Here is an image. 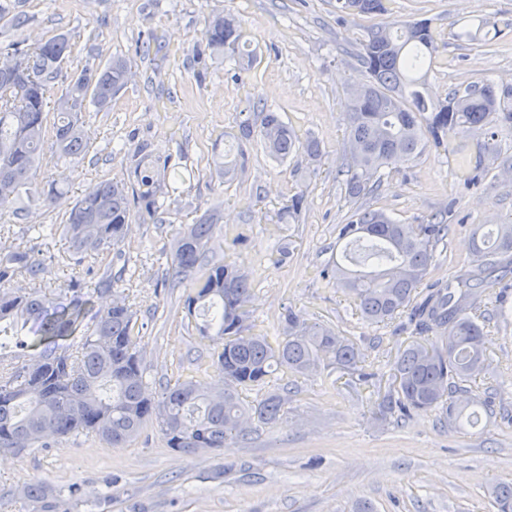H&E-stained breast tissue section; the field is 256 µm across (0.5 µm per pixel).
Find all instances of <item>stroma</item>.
<instances>
[{"instance_id": "stroma-1", "label": "stroma", "mask_w": 512, "mask_h": 512, "mask_svg": "<svg viewBox=\"0 0 512 512\" xmlns=\"http://www.w3.org/2000/svg\"><path fill=\"white\" fill-rule=\"evenodd\" d=\"M385 13L338 17L336 0H19L22 25L0 21V52L29 50L65 33L71 53L64 66L133 60L132 74L108 108L83 114L87 151L55 163L45 143L39 187L63 197L55 210H32L27 221L0 228V249L34 250L28 224H58L91 185L129 179L139 144H150L159 164L179 170L168 186L171 204L159 221H133L110 267L82 271L81 286L96 287L106 273L122 274L117 291L137 312L135 335L153 392L192 375L201 384L219 377L215 344L201 338L183 308L192 279L173 284L171 244L182 225L218 210L223 238L210 244L216 263L245 269L252 284L247 305L252 331L276 339L288 313L333 327L357 343L375 377L325 364L300 375L281 371L271 389L289 388L287 413L238 438L222 455L167 448L157 424L117 447L80 436L21 455L0 453V512H29L18 496L29 483L65 490L81 487L70 512H498L492 492L512 483V284L480 294L493 318L485 347L491 360L474 389L488 397V423L461 434L441 410L382 416L400 347L415 333L406 315L388 323L362 318L342 289L319 273L339 259L337 226L354 203L345 190L344 161L350 88L367 75L357 54L366 31L393 20L430 19L436 50L431 93L471 82L512 86V0H483L480 11L457 0H384ZM232 14L259 59L248 70L223 56L197 55L207 20ZM491 17L504 28L491 49L456 39L457 20ZM150 44L142 54V44ZM278 112L299 139L315 138L320 159L299 154L272 159L259 138L239 141V126L262 108ZM486 136L460 132L412 161L390 165L369 204L403 224L439 213L449 227L424 288L456 286L469 268L477 224L512 220V132L499 130L496 167L476 185L465 184L461 161H475ZM242 144L248 161L238 178L222 182L214 158ZM302 194L297 220L282 211Z\"/></svg>"}]
</instances>
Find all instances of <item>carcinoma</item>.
<instances>
[{"label": "carcinoma", "mask_w": 512, "mask_h": 512, "mask_svg": "<svg viewBox=\"0 0 512 512\" xmlns=\"http://www.w3.org/2000/svg\"><path fill=\"white\" fill-rule=\"evenodd\" d=\"M336 12L382 14L385 6L383 0H336ZM499 34L498 24L482 18L462 24L456 37L490 47ZM206 35L208 50L240 65L257 62L233 16L209 18ZM434 42L428 19L389 22L368 30L362 39L358 58L368 81L349 94L350 163L344 173L350 198L373 192L381 182V168L418 158L430 141L439 145L452 133L484 130L490 136L484 154L493 159L495 129H512V87L473 82L450 90L443 100L431 95L428 69ZM69 53L66 35L56 34L24 53V71H0V199L18 201L14 218L33 206L56 205L58 192L41 195L34 186L45 138L53 139L58 162L82 153L86 104L107 107L132 73L130 59L114 56L103 67L86 65L68 78L63 64ZM59 81L65 86L58 112L51 117L45 111L46 95ZM240 134L246 140L259 136L267 152L280 160L300 152L310 157L321 153L318 141H299L269 109L261 113L257 128L244 120ZM138 152L142 159L136 181H101L75 200L63 223L28 226L42 249L0 250V282L18 271L39 279L46 262L54 259L49 244L58 236L69 244L74 266L87 258L106 260L128 232L133 205L142 219L155 217L164 207L160 199H168L166 181L180 174L155 169L149 146L141 145ZM245 164L241 153L237 160L219 163L218 176L230 180ZM222 234L218 217L210 213L185 225L171 252L175 278L195 276L184 300L186 315L199 316L200 336L221 346L214 361L224 379L218 391L187 378L158 396L149 393L134 336L137 312L114 295L92 326L84 325L93 299L82 291L77 276L61 287L69 295L66 302L36 291L1 290L0 349L13 344L34 351V358L22 366L0 365V451L22 454L49 439L61 442L77 435L110 445L127 443L154 421L167 447L177 452H220L253 426L283 419L288 390L269 392L250 406L242 398L245 391L265 387L277 370L304 374L326 361L359 372L365 381L375 377L361 365L358 347L349 337L325 325H308L292 312L280 341L272 344L268 337L251 333L246 325L252 293L247 274L207 256L208 245ZM447 236L448 225L436 215L401 224L381 209L360 205L338 225V240L353 247L346 254L352 267L334 261L320 276L351 295L372 323L410 312L417 339L398 350L393 390L382 400V413L442 408L448 411L449 428L462 432L481 423L483 402L471 397L458 406L452 394L468 392L464 384L489 366L486 324L475 296L512 275V224H498L485 233L474 229V259L458 288H434L420 300L418 287ZM78 334L81 339L72 354L64 342ZM19 494L31 512H60L67 504L42 483L26 485ZM494 494L498 512H512V484L498 486Z\"/></svg>", "instance_id": "cac0c4a2"}]
</instances>
